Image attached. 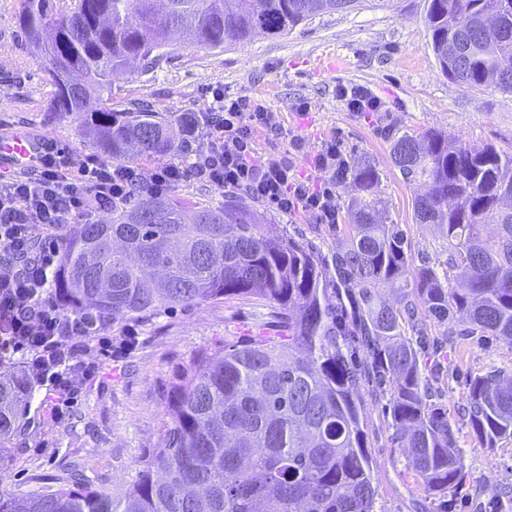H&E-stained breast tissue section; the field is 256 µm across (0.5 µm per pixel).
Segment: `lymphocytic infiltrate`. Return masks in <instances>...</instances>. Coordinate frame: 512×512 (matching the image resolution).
Returning <instances> with one entry per match:
<instances>
[{
    "instance_id": "obj_1",
    "label": "lymphocytic infiltrate",
    "mask_w": 512,
    "mask_h": 512,
    "mask_svg": "<svg viewBox=\"0 0 512 512\" xmlns=\"http://www.w3.org/2000/svg\"><path fill=\"white\" fill-rule=\"evenodd\" d=\"M212 96L217 119L206 151L191 167L109 166L42 137L35 139L36 157L23 175L0 173V365L23 361L51 420L61 419L76 400L88 376L84 357L91 344L109 358L128 353L136 336L128 326L122 341L113 343L110 317L67 313L51 298L69 220L124 208L139 186L169 193L193 173L216 189L244 190L286 215L302 213L318 224L339 221L336 189L347 180L349 163L336 139L324 140L310 174L300 175L288 152L274 159L258 148L259 135L288 136L270 108L220 88Z\"/></svg>"
}]
</instances>
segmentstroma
I'll return each mask as SVG.
<instances>
[{"label": "stroma", "instance_id": "stroma-1", "mask_svg": "<svg viewBox=\"0 0 512 512\" xmlns=\"http://www.w3.org/2000/svg\"><path fill=\"white\" fill-rule=\"evenodd\" d=\"M427 2L362 0L357 10L318 16L286 36L222 49L177 42L159 68L145 72L136 66L115 76L112 107L131 110L146 101L157 112L210 115L212 90L223 88L276 112L301 143L291 157L303 173L321 140L336 138L349 162L377 170L381 218L407 229L417 262L437 255L443 239L414 221L413 203L423 188L393 165L394 137L436 131L451 140L512 151V93L448 79L431 49ZM22 8L23 0H0V88L8 91L0 98V139L19 132L45 137L111 164L87 139L78 117L48 111L53 88L20 30ZM326 57L337 59L336 71L319 70V59ZM352 86L370 90L382 110L364 116L349 112L339 90ZM302 102L310 107L304 115L297 111ZM264 213L268 234L292 238L324 259L336 247L330 225L269 207ZM275 320L272 304L249 297L207 300L133 320L136 347L111 367L90 353L98 372L61 422L44 419L42 401L34 399L26 438L0 448V488L34 493L74 467L95 486L123 488L135 478L141 459L161 445L164 389L174 374L201 350L255 335ZM447 332V326L429 321L432 345L420 357V370L447 408L461 450L465 482L453 496L455 512H512V498L500 496L502 487H512V439L485 447L461 414L471 378L493 370L512 375V344L493 336L451 339ZM366 433L376 512H443L444 498L426 492L413 476L407 450L392 444L383 403H368Z\"/></svg>", "mask_w": 512, "mask_h": 512}]
</instances>
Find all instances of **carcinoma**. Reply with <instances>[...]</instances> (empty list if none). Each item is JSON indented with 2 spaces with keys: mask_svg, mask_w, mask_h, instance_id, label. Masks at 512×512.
I'll list each match as a JSON object with an SVG mask.
<instances>
[{
  "mask_svg": "<svg viewBox=\"0 0 512 512\" xmlns=\"http://www.w3.org/2000/svg\"><path fill=\"white\" fill-rule=\"evenodd\" d=\"M358 0H24L19 24L43 55L54 87L48 110L81 118L101 153L115 161L190 156L193 112L164 115L144 106L114 111V72L131 59L153 69L176 28L212 49L258 35L283 37L316 15L346 13ZM431 49L448 77L469 88L512 93V0H428ZM454 46L461 63L448 53ZM80 73L83 92L59 73ZM393 165L425 187L417 224L442 226L446 259L410 268L403 228L381 224L378 172L352 165L362 193L331 263L301 243L267 236L259 214L232 199L186 205L140 189L110 224L65 232L59 292L75 311L112 321L189 307L232 295L279 308L287 338L258 334L207 349L169 384L163 446L120 491L70 477L34 495L0 490V512H375L364 442L366 401L387 399L398 446L431 494L463 486L464 466L448 409L419 368L427 346L423 310L440 324L465 315V333L512 342V152L488 144L404 134ZM158 205L164 216L145 217ZM497 212L499 233H480ZM463 266L451 286L448 269ZM397 286L390 305L380 290ZM462 331L448 327V335ZM363 352L364 360L358 359ZM34 385L0 376V442L25 436ZM465 416L489 448L512 438V377L494 371L469 386Z\"/></svg>",
  "mask_w": 512,
  "mask_h": 512,
  "instance_id": "cac0c4a2",
  "label": "carcinoma"
}]
</instances>
